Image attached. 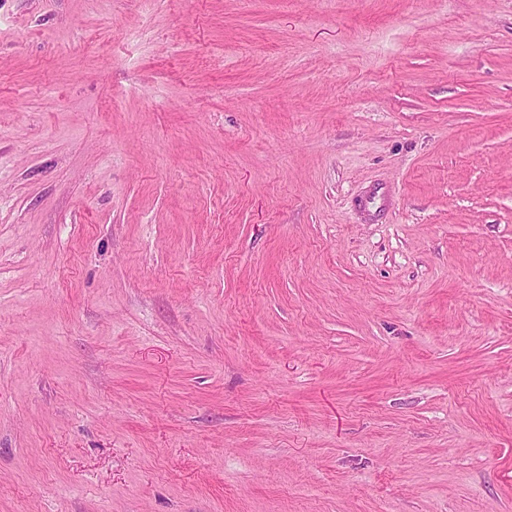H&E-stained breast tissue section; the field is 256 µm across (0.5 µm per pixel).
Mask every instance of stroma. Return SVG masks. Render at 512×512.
Returning <instances> with one entry per match:
<instances>
[{
	"mask_svg": "<svg viewBox=\"0 0 512 512\" xmlns=\"http://www.w3.org/2000/svg\"><path fill=\"white\" fill-rule=\"evenodd\" d=\"M0 512H512V0H0Z\"/></svg>",
	"mask_w": 512,
	"mask_h": 512,
	"instance_id": "35a3bbf8",
	"label": "stroma"
}]
</instances>
